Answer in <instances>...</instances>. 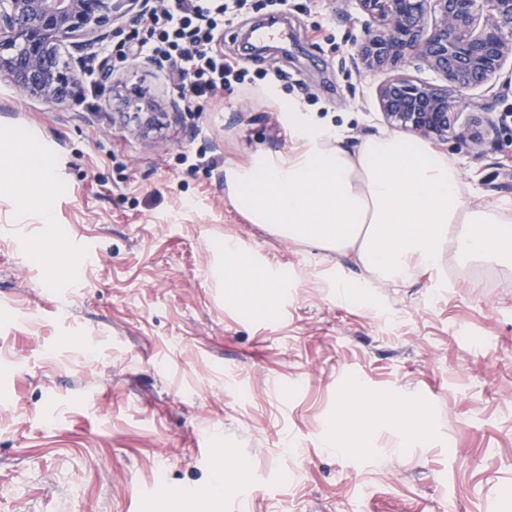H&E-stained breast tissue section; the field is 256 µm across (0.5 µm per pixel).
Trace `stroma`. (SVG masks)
<instances>
[{"instance_id": "stroma-1", "label": "stroma", "mask_w": 512, "mask_h": 512, "mask_svg": "<svg viewBox=\"0 0 512 512\" xmlns=\"http://www.w3.org/2000/svg\"><path fill=\"white\" fill-rule=\"evenodd\" d=\"M294 2L287 52L245 63L285 82L167 112L146 139L113 115L134 93L166 103L178 90L170 71L124 57L132 19L66 104L0 83V128L48 143L58 173L53 223L0 196V512H235L242 496L250 512H512V265L452 258L339 301L334 279L358 269L251 224L224 195L226 165L291 149L283 100L351 147L392 129L376 95L386 72L350 63L366 31L356 0ZM501 84L471 92L504 119L482 154L432 143L475 204L512 200ZM62 234L90 254L60 248ZM227 237L287 286L225 287ZM355 385L423 407L426 434L396 447L381 412L364 419L369 446L328 450ZM204 430L247 467L223 472V493L192 445Z\"/></svg>"}]
</instances>
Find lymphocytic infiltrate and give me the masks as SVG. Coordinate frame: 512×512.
I'll list each match as a JSON object with an SVG mask.
<instances>
[{"instance_id": "obj_1", "label": "lymphocytic infiltrate", "mask_w": 512, "mask_h": 512, "mask_svg": "<svg viewBox=\"0 0 512 512\" xmlns=\"http://www.w3.org/2000/svg\"><path fill=\"white\" fill-rule=\"evenodd\" d=\"M248 0H161L143 15V33L129 37V50L167 65L187 108L224 88L246 82L239 59L225 56L224 27L246 8Z\"/></svg>"}]
</instances>
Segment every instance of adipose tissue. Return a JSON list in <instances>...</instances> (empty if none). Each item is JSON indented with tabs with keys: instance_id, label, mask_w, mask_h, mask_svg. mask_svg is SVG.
<instances>
[{
	"instance_id": "adipose-tissue-1",
	"label": "adipose tissue",
	"mask_w": 512,
	"mask_h": 512,
	"mask_svg": "<svg viewBox=\"0 0 512 512\" xmlns=\"http://www.w3.org/2000/svg\"><path fill=\"white\" fill-rule=\"evenodd\" d=\"M284 110L294 143L288 155L257 154L224 170L229 199L251 223L396 285L439 269L447 248L463 262L512 260V219L498 205L472 206L457 170L428 143L383 133L350 149L340 131L307 122L295 103ZM13 142L23 148L22 173L0 175V194L23 210L37 204L42 223H51L47 148L30 135L0 132L1 144ZM219 248L225 283L266 287L269 275L252 268L235 241Z\"/></svg>"
}]
</instances>
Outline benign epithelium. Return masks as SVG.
<instances>
[{
	"label": "benign epithelium",
	"mask_w": 512,
	"mask_h": 512,
	"mask_svg": "<svg viewBox=\"0 0 512 512\" xmlns=\"http://www.w3.org/2000/svg\"><path fill=\"white\" fill-rule=\"evenodd\" d=\"M157 0H0V80L48 102H67L79 74L59 65L62 49L78 60L112 36V24ZM375 24L354 51L355 66L376 71L413 61L440 73L431 85L397 75L379 87L386 119L425 140L454 130L470 91L499 75L512 56V0H358ZM500 120L470 113L463 143L483 144Z\"/></svg>",
	"instance_id": "obj_1"
}]
</instances>
